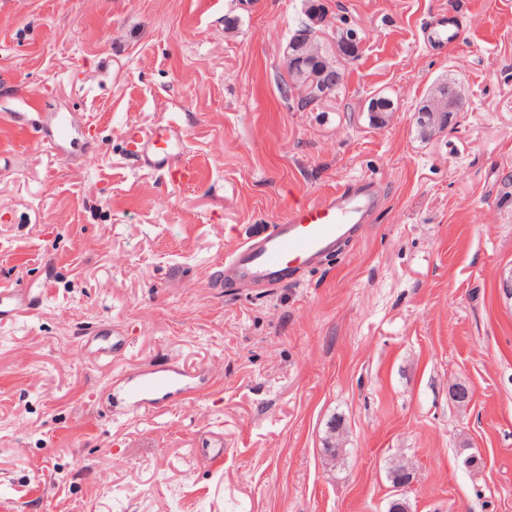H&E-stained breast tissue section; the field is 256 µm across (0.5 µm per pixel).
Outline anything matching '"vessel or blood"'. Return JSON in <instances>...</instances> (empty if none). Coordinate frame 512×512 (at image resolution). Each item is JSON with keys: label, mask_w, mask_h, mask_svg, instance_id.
<instances>
[{"label": "vessel or blood", "mask_w": 512, "mask_h": 512, "mask_svg": "<svg viewBox=\"0 0 512 512\" xmlns=\"http://www.w3.org/2000/svg\"><path fill=\"white\" fill-rule=\"evenodd\" d=\"M461 26L448 11L432 14L422 28L425 45L444 52L458 45ZM138 165L154 170H170L181 141L170 125L159 123L150 137L130 135ZM380 194L372 182L359 181L323 196L319 201L294 208L286 221L271 224L261 234L245 238L224 260L213 281L214 287L233 288L251 284L274 289L287 284L300 268L318 264L335 253L378 211ZM40 295L16 288L0 289V321L40 307ZM194 378L182 364L168 360L144 367L135 378L123 381L122 393L133 410L149 411L173 396L192 389Z\"/></svg>", "instance_id": "1"}]
</instances>
